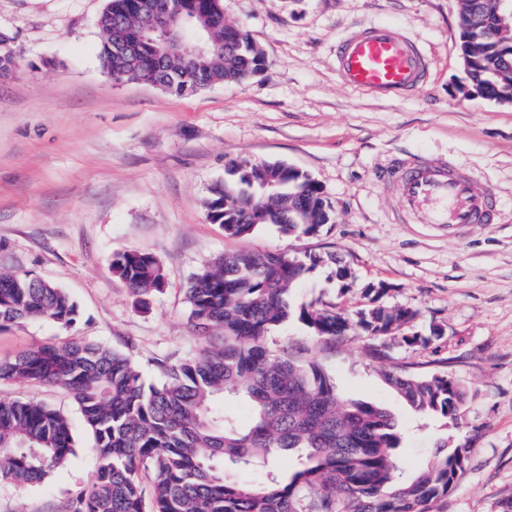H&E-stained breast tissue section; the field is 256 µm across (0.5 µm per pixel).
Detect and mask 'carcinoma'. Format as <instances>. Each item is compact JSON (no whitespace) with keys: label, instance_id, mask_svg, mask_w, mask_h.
<instances>
[{"label":"carcinoma","instance_id":"cac0c4a2","mask_svg":"<svg viewBox=\"0 0 512 512\" xmlns=\"http://www.w3.org/2000/svg\"><path fill=\"white\" fill-rule=\"evenodd\" d=\"M161 0H106L99 17L100 56L116 83L138 82L185 95L241 82L266 67L263 51L239 27L227 23L221 0H174L185 34L204 38L205 50L189 56L182 46L158 55L151 34ZM512 29V13L496 12L495 0H460L458 51L470 58L469 81L489 72L496 85L485 97L512 93V45L495 40L494 28ZM119 42L130 52H114ZM14 38L0 36V79L14 75ZM207 218L229 237H245L265 225L287 236L321 232L335 223L323 188L302 170L280 173L274 163L236 158L224 181L210 190ZM332 264L334 254L242 250L214 259L186 288L190 319L205 340L193 359L165 364L166 380L145 385L131 358L90 341L32 346L0 361V381L44 383L71 393L94 436L98 459L93 479L68 501L66 512H441L469 461L470 448L444 441L412 471L403 467L402 436L393 414L344 398L321 363L284 351L272 353L269 329L293 314L317 341L328 344L357 327L373 340L369 353L384 357L378 340L412 312L378 303L351 322L336 306L290 305L288 293L301 272ZM112 272L143 296L161 289L163 274L150 253L112 257ZM78 311L68 293L28 271L0 272V327L44 319L74 325ZM384 382L422 416L457 425L467 391L446 374L423 375L397 367ZM243 402L241 421L229 400ZM69 418L36 401L0 396V483L44 481L75 454ZM293 460L288 474L279 461ZM152 482L145 501L141 474Z\"/></svg>","mask_w":512,"mask_h":512}]
</instances>
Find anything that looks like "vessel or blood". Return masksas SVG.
Instances as JSON below:
<instances>
[{"label":"vessel or blood","mask_w":512,"mask_h":512,"mask_svg":"<svg viewBox=\"0 0 512 512\" xmlns=\"http://www.w3.org/2000/svg\"><path fill=\"white\" fill-rule=\"evenodd\" d=\"M427 69L422 50L391 27L377 25L345 36L336 47L340 80L373 96L397 100L419 87ZM398 190L405 212L425 211L434 224L456 227L496 220L493 193H476L468 178L448 166L431 167L413 158L396 159Z\"/></svg>","instance_id":"b4317fda"}]
</instances>
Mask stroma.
<instances>
[{"mask_svg":"<svg viewBox=\"0 0 512 512\" xmlns=\"http://www.w3.org/2000/svg\"><path fill=\"white\" fill-rule=\"evenodd\" d=\"M105 3L0 0V32L20 49L16 73L0 81V271L56 283L79 311L70 328L38 319L0 328V358L89 340L129 354L158 385L164 364L201 348L185 290L215 257L333 253L349 277L339 279L332 265L306 271L292 304H332L354 320L366 289L384 288L383 304L413 313L385 337L386 358L370 357L361 330L325 346L296 317L270 329L268 348L305 350L344 397L393 411L408 462L439 439L468 444V465L443 512H502L512 501V105L471 92L455 45L458 0H221L226 21L263 50L267 68L185 96L106 76L98 28ZM374 24L405 34L429 59L423 84L406 99L376 98L336 74L337 42ZM241 156L310 174L335 223L313 237L273 226L226 236L204 201L227 161ZM403 156L464 167L476 190L496 193L499 221L452 236L426 214L402 215L381 174ZM127 250L161 265L164 285L148 308L111 270L113 254ZM413 335L428 344H406ZM408 363L468 389L460 425L415 416L384 383L383 370ZM1 395L63 412L77 448L44 483L0 485V512H65L97 468L75 398L18 380L0 382Z\"/></svg>","mask_w":512,"mask_h":512,"instance_id":"stroma-1","label":"stroma"}]
</instances>
